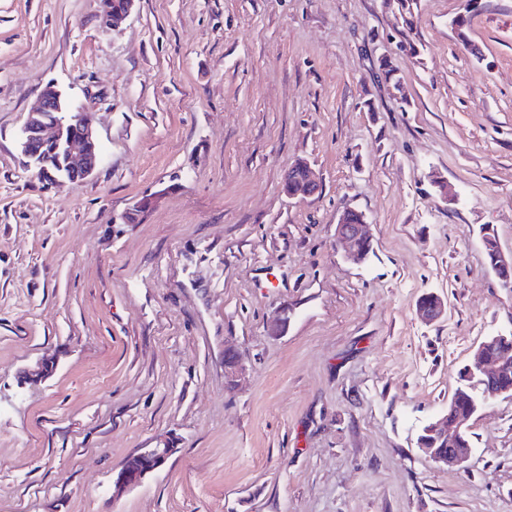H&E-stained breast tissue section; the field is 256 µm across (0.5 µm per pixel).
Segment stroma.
<instances>
[{
    "label": "stroma",
    "instance_id": "obj_1",
    "mask_svg": "<svg viewBox=\"0 0 512 512\" xmlns=\"http://www.w3.org/2000/svg\"><path fill=\"white\" fill-rule=\"evenodd\" d=\"M479 3L136 0L113 34L100 0H0V512H512V396L462 466L418 444L512 332L480 234L512 252V0ZM49 85L102 151L60 187L17 147ZM298 162L316 194L285 192ZM349 210H345L337 219L336 222V241L342 245L344 249V257L347 261L360 265L364 262L365 255L358 250V244L365 239L371 240L369 224L367 217L362 212L357 211V214L352 211L351 216L353 222L350 223L348 216ZM417 305L418 315L428 323H434L444 316L445 302L434 293H426L419 299ZM175 449L169 447L143 448L138 457L141 465L137 469L122 466L115 472L113 486L117 494L123 493L139 485L150 473L160 469L174 454Z\"/></svg>",
    "mask_w": 512,
    "mask_h": 512
}]
</instances>
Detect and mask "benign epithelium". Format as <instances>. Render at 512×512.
I'll return each instance as SVG.
<instances>
[{"mask_svg": "<svg viewBox=\"0 0 512 512\" xmlns=\"http://www.w3.org/2000/svg\"><path fill=\"white\" fill-rule=\"evenodd\" d=\"M135 0H124L123 9L104 17L102 26L112 32L120 30L122 22ZM39 141L52 146L66 161L69 175L67 182L83 181L91 176L100 163V156L87 149V143L96 140L92 114L82 109L72 108L62 97L61 92L40 97L39 105L30 112L22 128L19 139L21 152L28 159L32 169L43 166V160L32 149V142ZM319 184L309 166L298 164L290 167L285 176L284 189L290 196H311L318 191ZM371 239L369 224L365 214L357 213L355 222H350L348 212H343L336 222V241L344 249L347 261L360 265L365 255L358 250V244ZM418 315L428 323H434L444 316L445 302L434 293H426L417 305ZM507 336L497 334L487 337L477 348L473 362L468 366L466 377H479L492 386L493 394H510L512 388H495L512 371V349L503 347ZM465 420L448 415L431 421L421 430L419 444L436 463L448 466L464 462L463 449L448 448L446 442L451 435H461L469 431ZM176 452L169 447L143 448L138 452L141 465L137 469L120 467L113 477L115 492L120 494L137 485L150 473L160 469Z\"/></svg>", "mask_w": 512, "mask_h": 512, "instance_id": "7a95c632", "label": "benign epithelium"}]
</instances>
